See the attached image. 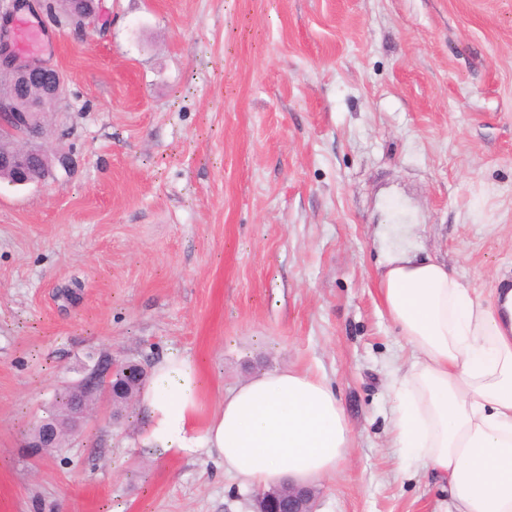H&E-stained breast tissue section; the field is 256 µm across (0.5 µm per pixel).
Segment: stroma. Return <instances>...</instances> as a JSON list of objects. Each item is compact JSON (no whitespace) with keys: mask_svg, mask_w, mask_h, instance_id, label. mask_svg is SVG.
Listing matches in <instances>:
<instances>
[{"mask_svg":"<svg viewBox=\"0 0 512 512\" xmlns=\"http://www.w3.org/2000/svg\"><path fill=\"white\" fill-rule=\"evenodd\" d=\"M40 25L65 75L44 143L71 163L0 182V512H252L105 402L27 448L100 355L170 352L210 408L255 372L326 377L354 442L317 512H439L394 446L408 351L378 275L406 249L512 284V0H103L95 29ZM60 437V426L56 421L43 420L32 431L30 448H56Z\"/></svg>","mask_w":512,"mask_h":512,"instance_id":"obj_1","label":"stroma"}]
</instances>
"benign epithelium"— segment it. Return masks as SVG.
Wrapping results in <instances>:
<instances>
[{
	"label": "benign epithelium",
	"instance_id": "1",
	"mask_svg": "<svg viewBox=\"0 0 512 512\" xmlns=\"http://www.w3.org/2000/svg\"><path fill=\"white\" fill-rule=\"evenodd\" d=\"M87 8L75 9L67 18V24L78 29H89L100 16L101 0H83ZM45 3L38 0H8L0 7V81L9 83L12 95L0 99V129L22 128L35 132L16 144L10 152H0V170L13 173L17 184L27 186L52 175L49 154L38 142L45 129L48 114L55 111L64 85V75L39 56L22 54L17 48L13 20L19 14L40 17ZM123 362L103 356L90 368L82 379L72 385V415L70 430H76L89 415L91 403L105 398L115 404L128 398L125 392L119 398L109 385L112 371ZM60 437V426L52 420H44L34 427L31 448H54ZM316 491L305 486H272L254 495V512H315Z\"/></svg>",
	"mask_w": 512,
	"mask_h": 512
}]
</instances>
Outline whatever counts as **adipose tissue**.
<instances>
[{"label":"adipose tissue","instance_id":"ef3b65f1","mask_svg":"<svg viewBox=\"0 0 512 512\" xmlns=\"http://www.w3.org/2000/svg\"><path fill=\"white\" fill-rule=\"evenodd\" d=\"M379 286L411 351L390 383L396 446L446 486V512H512V290L485 299L406 250L388 257ZM206 390L191 357L154 363L136 400L147 456L202 451L257 490L331 479L348 456L352 429L319 374L247 376L210 412Z\"/></svg>","mask_w":512,"mask_h":512}]
</instances>
